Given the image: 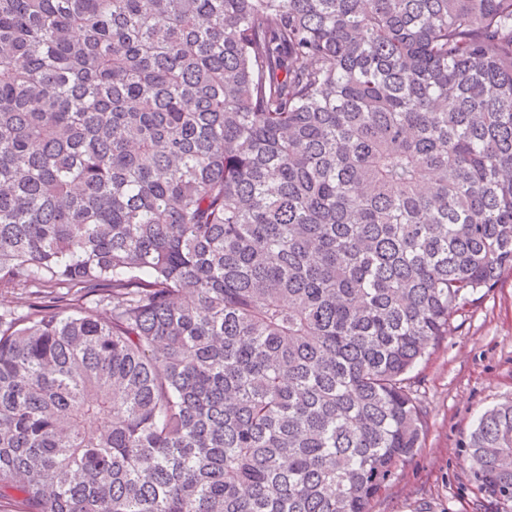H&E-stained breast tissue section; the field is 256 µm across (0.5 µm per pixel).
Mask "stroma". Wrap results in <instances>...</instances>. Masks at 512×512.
<instances>
[{
	"mask_svg": "<svg viewBox=\"0 0 512 512\" xmlns=\"http://www.w3.org/2000/svg\"><path fill=\"white\" fill-rule=\"evenodd\" d=\"M417 372L426 435L372 512H483L463 443L485 409L512 400V270L454 315Z\"/></svg>",
	"mask_w": 512,
	"mask_h": 512,
	"instance_id": "35a3bbf8",
	"label": "stroma"
}]
</instances>
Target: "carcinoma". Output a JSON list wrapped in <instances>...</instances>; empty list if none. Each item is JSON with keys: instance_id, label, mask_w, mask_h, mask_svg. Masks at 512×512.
I'll list each match as a JSON object with an SVG mask.
<instances>
[{"instance_id": "carcinoma-1", "label": "carcinoma", "mask_w": 512, "mask_h": 512, "mask_svg": "<svg viewBox=\"0 0 512 512\" xmlns=\"http://www.w3.org/2000/svg\"><path fill=\"white\" fill-rule=\"evenodd\" d=\"M507 267L512 0H0V512H370Z\"/></svg>"}]
</instances>
